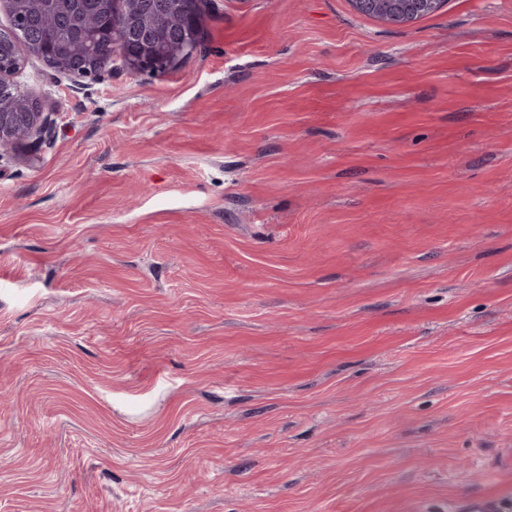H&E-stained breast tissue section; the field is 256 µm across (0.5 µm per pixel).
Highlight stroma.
<instances>
[{
    "mask_svg": "<svg viewBox=\"0 0 512 512\" xmlns=\"http://www.w3.org/2000/svg\"><path fill=\"white\" fill-rule=\"evenodd\" d=\"M15 82L0 512L512 502V0H206L166 72ZM354 9L386 24L399 26L437 12L444 0H350ZM24 94L10 83L0 84V105L6 112H0V149L30 139H43L50 134L52 122L48 113L43 112L40 100L28 97V110L23 108ZM20 126V131L12 129Z\"/></svg>",
    "mask_w": 512,
    "mask_h": 512,
    "instance_id": "1",
    "label": "stroma"
}]
</instances>
